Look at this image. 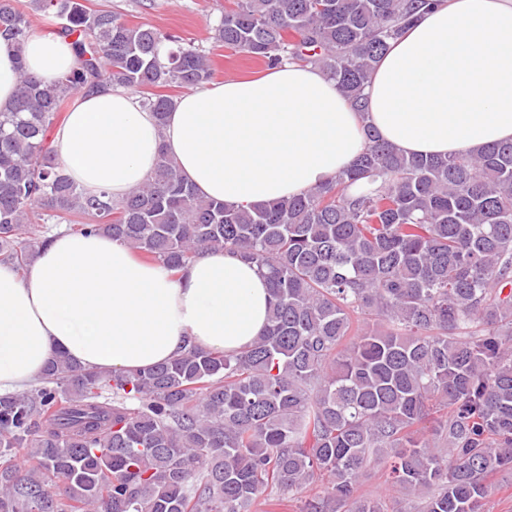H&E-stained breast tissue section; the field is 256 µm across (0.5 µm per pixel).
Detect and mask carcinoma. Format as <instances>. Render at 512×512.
I'll use <instances>...</instances> for the list:
<instances>
[{
    "instance_id": "1",
    "label": "carcinoma",
    "mask_w": 512,
    "mask_h": 512,
    "mask_svg": "<svg viewBox=\"0 0 512 512\" xmlns=\"http://www.w3.org/2000/svg\"><path fill=\"white\" fill-rule=\"evenodd\" d=\"M432 0H231L220 47L313 65L357 112L377 64ZM58 21L73 72L47 85L18 60L0 112V261L24 273L60 226L103 232L179 275L208 249L264 273L271 313L238 353L194 344L106 373L57 354L41 383L0 396V512H384L356 494L375 466L419 512H486L512 468V142L406 157L364 150L306 193L252 208L200 197L162 147L123 200L88 195L50 133L78 92L120 87L164 124L171 88L214 78L210 52L89 0H0L22 51L30 16ZM168 46L165 55L160 49Z\"/></svg>"
}]
</instances>
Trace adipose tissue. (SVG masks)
<instances>
[{"instance_id":"adipose-tissue-1","label":"adipose tissue","mask_w":512,"mask_h":512,"mask_svg":"<svg viewBox=\"0 0 512 512\" xmlns=\"http://www.w3.org/2000/svg\"><path fill=\"white\" fill-rule=\"evenodd\" d=\"M70 42L0 39V112L18 69L50 83L77 68ZM356 112L334 80L296 63L180 96L165 125L120 88L79 94L55 143L90 195L123 199L160 148L201 196L250 208L300 195L363 151L364 127L407 156L473 153L512 140V0H435L394 42ZM265 278L235 254L203 252L179 275L103 233L60 232L27 275L0 263V394L28 388L53 355L104 372L146 369L190 344L238 352L264 330Z\"/></svg>"}]
</instances>
